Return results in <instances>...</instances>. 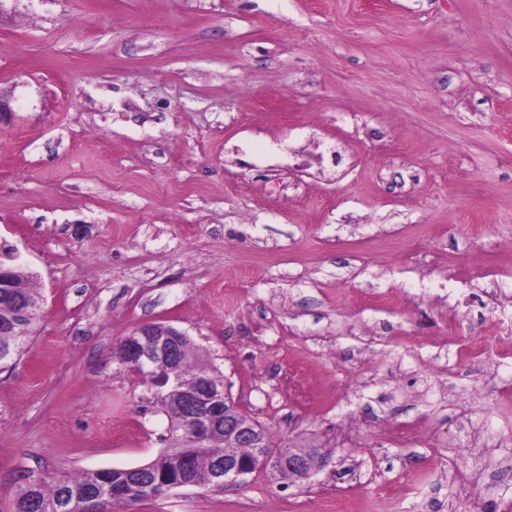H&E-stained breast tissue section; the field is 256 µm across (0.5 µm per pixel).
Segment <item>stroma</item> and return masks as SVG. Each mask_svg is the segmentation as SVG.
<instances>
[{"instance_id":"35a3bbf8","label":"stroma","mask_w":512,"mask_h":512,"mask_svg":"<svg viewBox=\"0 0 512 512\" xmlns=\"http://www.w3.org/2000/svg\"><path fill=\"white\" fill-rule=\"evenodd\" d=\"M0 98V256L43 298L0 512L167 448L112 357L145 323L331 462L112 512H512V0H0Z\"/></svg>"}]
</instances>
